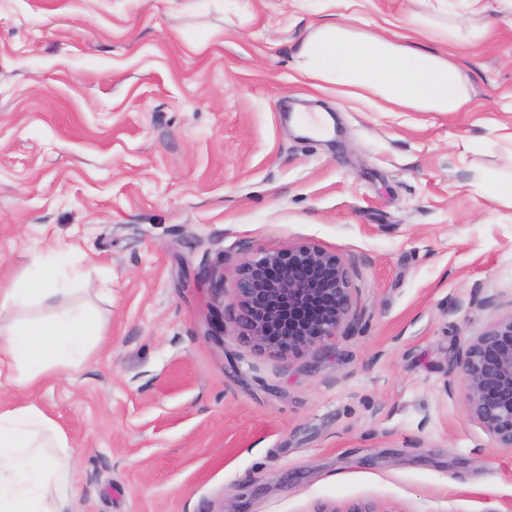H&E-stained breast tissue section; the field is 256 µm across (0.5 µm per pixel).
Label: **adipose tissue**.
<instances>
[{"instance_id": "ef3b65f1", "label": "adipose tissue", "mask_w": 512, "mask_h": 512, "mask_svg": "<svg viewBox=\"0 0 512 512\" xmlns=\"http://www.w3.org/2000/svg\"><path fill=\"white\" fill-rule=\"evenodd\" d=\"M310 24L295 55L298 80L321 91L334 86L350 100L381 112L459 111L469 85L446 54L420 50L415 34L455 42L457 27L431 30L424 14L406 18L401 31L358 26L357 16L335 13ZM60 270L39 266L27 279L0 284V310L25 300L50 305ZM105 336L98 311L82 307L48 317L0 322V372L26 391L88 361ZM73 450L66 434L36 402L0 401V512H73Z\"/></svg>"}]
</instances>
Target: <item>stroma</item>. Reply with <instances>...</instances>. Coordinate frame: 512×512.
Wrapping results in <instances>:
<instances>
[{"label":"stroma","instance_id":"1","mask_svg":"<svg viewBox=\"0 0 512 512\" xmlns=\"http://www.w3.org/2000/svg\"><path fill=\"white\" fill-rule=\"evenodd\" d=\"M464 18L458 112L307 98L318 0H0V278L65 255L107 340L36 394L76 512H512V448L449 368L512 315V13ZM393 29L426 0H338ZM332 116L325 139L295 110ZM336 253L349 328L285 359L239 324L260 249ZM223 293V309L213 297Z\"/></svg>","mask_w":512,"mask_h":512}]
</instances>
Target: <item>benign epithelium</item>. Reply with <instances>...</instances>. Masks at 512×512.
<instances>
[{
  "mask_svg": "<svg viewBox=\"0 0 512 512\" xmlns=\"http://www.w3.org/2000/svg\"><path fill=\"white\" fill-rule=\"evenodd\" d=\"M237 297L244 336L288 359L336 336L353 306L348 268L309 243L248 256L237 271ZM452 372L463 384L469 417L512 448V315L468 338Z\"/></svg>",
  "mask_w": 512,
  "mask_h": 512,
  "instance_id": "7a95c632",
  "label": "benign epithelium"
}]
</instances>
